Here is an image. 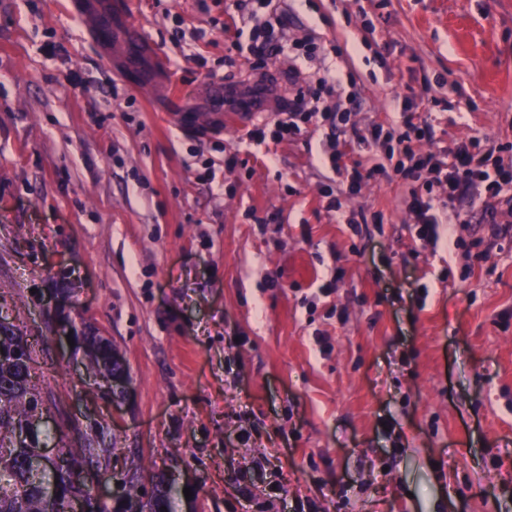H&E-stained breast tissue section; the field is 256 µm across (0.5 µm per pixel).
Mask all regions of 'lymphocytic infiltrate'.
<instances>
[{
  "label": "lymphocytic infiltrate",
  "instance_id": "obj_1",
  "mask_svg": "<svg viewBox=\"0 0 512 512\" xmlns=\"http://www.w3.org/2000/svg\"><path fill=\"white\" fill-rule=\"evenodd\" d=\"M236 6L250 26L248 51L254 58L252 70L264 69L268 59L288 52L284 22L275 15L272 0H236ZM304 83V89L297 91L287 111L276 121L261 120L248 130L250 141L259 145L279 144L300 137L312 125L333 128L348 122L355 109L354 97L337 100L330 110L319 106L321 93L335 90L337 80L330 70L308 74ZM367 132L385 148L387 157L395 158L393 168H386L370 156L345 164L344 148L335 139L331 140L330 152L323 162L350 193L365 180L389 171L409 182L411 188L405 205L414 216L410 230L422 246L437 245L442 214L456 209L465 197L480 203L487 218L486 233L475 240L484 252L498 248L502 240L512 235V227L499 221L493 203L494 198L500 197L512 209V196L505 194L506 189H512V169L499 163L496 146L484 134L476 132L454 146L437 148L433 145V125L414 112L403 114L397 124H371ZM422 141L432 143V150H416V143Z\"/></svg>",
  "mask_w": 512,
  "mask_h": 512
}]
</instances>
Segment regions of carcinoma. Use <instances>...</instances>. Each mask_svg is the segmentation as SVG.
Returning a JSON list of instances; mask_svg holds the SVG:
<instances>
[{"label":"carcinoma","mask_w":512,"mask_h":512,"mask_svg":"<svg viewBox=\"0 0 512 512\" xmlns=\"http://www.w3.org/2000/svg\"><path fill=\"white\" fill-rule=\"evenodd\" d=\"M86 343L89 372L122 371L120 364L109 360L112 348L105 339L92 337ZM32 362L28 339L14 328L0 325V512H47L51 494L62 509L82 499L88 512H111L73 478V469L98 456L90 439L81 438L62 448L63 464L49 471L33 469L40 437L28 438L24 431L30 415L42 410L45 400L35 390Z\"/></svg>","instance_id":"1"}]
</instances>
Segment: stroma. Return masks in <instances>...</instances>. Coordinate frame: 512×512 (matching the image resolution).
I'll list each match as a JSON object with an SVG mask.
<instances>
[{
  "instance_id": "stroma-1",
  "label": "stroma",
  "mask_w": 512,
  "mask_h": 512,
  "mask_svg": "<svg viewBox=\"0 0 512 512\" xmlns=\"http://www.w3.org/2000/svg\"><path fill=\"white\" fill-rule=\"evenodd\" d=\"M110 2L166 82L130 80L71 0H0V321L34 349L55 444L105 430L113 498L161 481L171 512H512V240L421 248L406 182L334 212L319 162L332 135L386 162L354 128L434 97L440 146L479 131L512 166V0H273L360 106L268 148L162 119L254 78L224 61L232 0ZM70 333L109 341L126 387L86 383Z\"/></svg>"
}]
</instances>
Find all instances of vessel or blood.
Masks as SVG:
<instances>
[{"label":"vessel or blood","mask_w":512,"mask_h":512,"mask_svg":"<svg viewBox=\"0 0 512 512\" xmlns=\"http://www.w3.org/2000/svg\"><path fill=\"white\" fill-rule=\"evenodd\" d=\"M74 8L83 16L89 34L101 43L114 46L128 72L140 71L146 40L138 27L116 22L107 0H74ZM252 108L250 100L242 99L233 112H173L169 118L183 131L202 134L217 127L237 126L244 112Z\"/></svg>","instance_id":"b4317fda"}]
</instances>
